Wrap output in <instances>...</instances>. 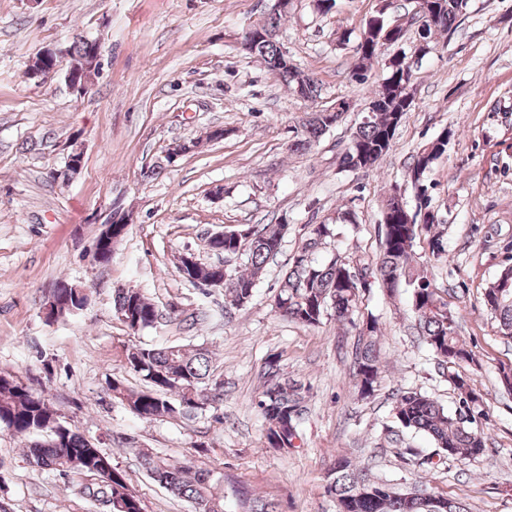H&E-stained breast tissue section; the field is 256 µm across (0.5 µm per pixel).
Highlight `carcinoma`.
I'll list each match as a JSON object with an SVG mask.
<instances>
[{
  "mask_svg": "<svg viewBox=\"0 0 512 512\" xmlns=\"http://www.w3.org/2000/svg\"><path fill=\"white\" fill-rule=\"evenodd\" d=\"M466 9L462 0H432L436 21L427 29V44H432L433 34L449 33L457 28ZM393 23L394 20L385 14L379 28L363 25L352 78L359 82L368 79L372 61L384 51L382 35ZM91 44L92 40L82 37L66 48V55L71 58L69 70L87 79L98 71L89 61ZM255 51L271 74L296 89L295 76L281 65L276 37L257 41ZM412 77L414 73L405 71L402 62L388 63L387 75L375 93L376 108L352 133L340 161L343 167L368 171L392 149L396 128L405 112L414 105L407 101L406 92V84ZM343 116L342 112L307 113L306 118L294 127L290 149L306 151L314 148ZM427 149L428 144L421 145L411 155L408 166V177L416 198L423 199L426 209L430 207L427 177L439 159ZM383 225L382 250L375 266L363 267L371 279L361 284L350 278L353 266L346 257L336 254L327 262H320L315 257L321 247L337 236L335 225H310L304 251L295 253L288 260V269L275 297L277 312L291 321L316 327L331 310L337 321L352 324L363 291L376 284L393 294L400 285L406 284L412 288V306L425 344L438 360V365L458 361L463 367L471 365L473 355L466 341L457 335L448 302L428 276L412 266L414 247L420 236L427 239L434 259L445 256L444 225L432 212L422 219L420 213L401 208L391 209ZM286 231L285 224H264L256 229L242 225L224 230L223 238L206 240L208 249L226 257H245L243 267L226 269L222 262L197 261L186 282L196 287L217 277L224 279V314H230L231 310L252 299L265 265L279 253ZM509 275H512V268L503 269L484 291V304L495 315L499 333L506 339H512V290L500 291L499 282ZM113 307L118 317L131 321L130 328L135 332L155 327L161 318L157 305L131 288L115 290ZM352 356L354 386L360 397L369 398L377 390L382 366L376 322L363 323L353 344ZM125 364L141 376L143 388L128 390L115 380L109 389L114 399L141 418L193 417L222 400L221 383L211 372L212 356L202 346L188 349L178 344L132 345L125 350ZM259 379L258 408L266 422L267 444L279 450L291 449L293 439L299 437L307 389L300 381L284 374L280 360L275 356L264 361ZM448 383L458 391L463 408L474 410L480 395L469 380L457 371H450ZM394 411L396 421L403 428L427 435L445 457L462 462L482 455L486 449L485 433L474 427V421L467 422L457 413L448 412L425 394L398 392L394 398ZM55 418V411L42 394L31 393L28 387L0 376V432L37 436L25 451V459L30 465L42 471L60 474L77 471L97 477L100 482L85 487L88 496L112 501V512H143L141 499L123 471H118L110 484L101 479L104 468L100 464H112V457L71 428H55ZM138 458L150 479L173 496L190 502L194 512H224V500L215 492L209 471L196 468L187 458L160 456L148 448L139 449ZM326 489L336 499L340 512H426L422 501L409 499L388 484L370 478L344 456L336 458ZM236 494L239 506L245 508V512H278L274 502L253 498L242 488L236 490Z\"/></svg>",
  "mask_w": 512,
  "mask_h": 512,
  "instance_id": "1",
  "label": "carcinoma"
}]
</instances>
